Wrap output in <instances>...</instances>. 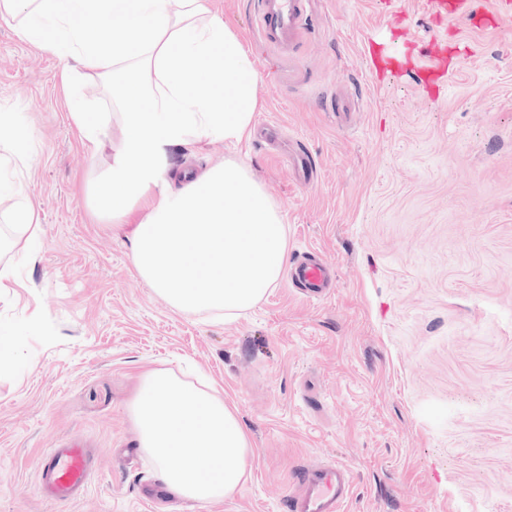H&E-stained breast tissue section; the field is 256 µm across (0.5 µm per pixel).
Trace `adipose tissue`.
<instances>
[{
  "label": "adipose tissue",
  "instance_id": "adipose-tissue-1",
  "mask_svg": "<svg viewBox=\"0 0 512 512\" xmlns=\"http://www.w3.org/2000/svg\"><path fill=\"white\" fill-rule=\"evenodd\" d=\"M0 18L20 20L23 35L59 59L65 83L94 79L124 109V151L89 202L101 220L133 224V264L147 284L177 312L227 322L263 300L288 258L279 206L245 163L197 174L170 162L173 147L235 145L252 132L258 73L209 0H0ZM69 112L83 146L99 153L106 119L78 98ZM132 415L179 496L239 492L253 448L235 406L155 369L142 374Z\"/></svg>",
  "mask_w": 512,
  "mask_h": 512
}]
</instances>
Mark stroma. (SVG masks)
<instances>
[{
	"mask_svg": "<svg viewBox=\"0 0 512 512\" xmlns=\"http://www.w3.org/2000/svg\"><path fill=\"white\" fill-rule=\"evenodd\" d=\"M259 73L254 135L175 166L241 159L280 206L288 258L334 269L324 300L280 278L241 319L174 312L132 261L131 227L104 224L88 186L123 149L112 115L90 156L57 58L0 18V141L27 161L0 175V512H286L301 467L354 473L346 512H512V21L437 24L398 0L391 38L378 0H308L293 47L268 44L259 0H210ZM467 49L442 85L414 69L368 71V40L417 52L439 36ZM33 204L40 244L25 261L12 213ZM192 368L233 403L253 444L233 497L156 502L152 457L131 407L147 369ZM92 460L85 497L44 498L43 454L66 439Z\"/></svg>",
	"mask_w": 512,
	"mask_h": 512,
	"instance_id": "1",
	"label": "stroma"
}]
</instances>
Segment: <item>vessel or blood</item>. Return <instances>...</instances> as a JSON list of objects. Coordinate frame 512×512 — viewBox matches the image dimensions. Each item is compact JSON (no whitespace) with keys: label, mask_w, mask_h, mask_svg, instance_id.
I'll list each match as a JSON object with an SVG mask.
<instances>
[{"label":"vessel or blood","mask_w":512,"mask_h":512,"mask_svg":"<svg viewBox=\"0 0 512 512\" xmlns=\"http://www.w3.org/2000/svg\"><path fill=\"white\" fill-rule=\"evenodd\" d=\"M439 12L448 18L464 20L484 27L500 22L501 14L483 11L478 0H437ZM305 22L304 0H260L258 24L265 40L275 46L294 45ZM448 48L434 41L422 50L426 64L422 69L426 85H435L443 76ZM288 277L309 298L329 295V276L324 266L307 256H300ZM90 462L77 444L49 449L39 468V480L46 498L67 503L83 497L87 490ZM353 474L344 464L305 469L298 488L286 502L287 512H343L350 497Z\"/></svg>","instance_id":"vessel-or-blood-1"}]
</instances>
